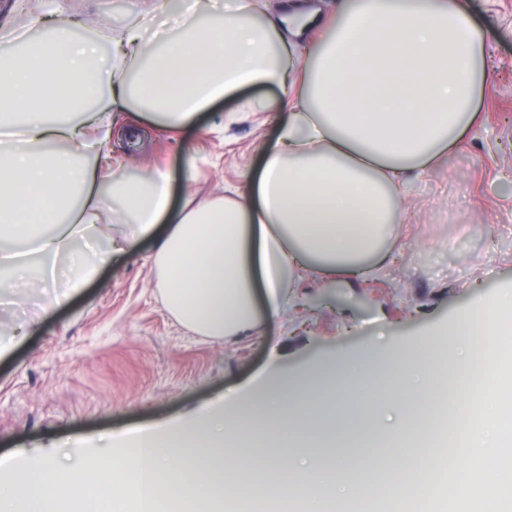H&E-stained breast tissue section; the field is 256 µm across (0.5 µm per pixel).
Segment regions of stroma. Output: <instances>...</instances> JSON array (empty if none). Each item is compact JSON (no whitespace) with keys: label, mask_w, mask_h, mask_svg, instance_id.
Returning <instances> with one entry per match:
<instances>
[{"label":"stroma","mask_w":512,"mask_h":512,"mask_svg":"<svg viewBox=\"0 0 512 512\" xmlns=\"http://www.w3.org/2000/svg\"><path fill=\"white\" fill-rule=\"evenodd\" d=\"M142 0H42L44 12L79 19L77 37L100 48L112 67V33L135 17ZM487 31L490 75L479 120L460 146L406 188L401 249L385 273L353 282L295 285L288 314L263 317L235 336L208 337L167 310L152 253L154 242L98 269L69 301L42 315L36 269L14 279V302L0 305V328L37 321L35 332L0 360V455L17 452L26 473L121 447L135 426L178 425L218 396L259 381L272 365L288 372L348 379L364 386L362 367L389 364L394 354L447 340L459 312L512 289V0H471ZM275 84L247 89L213 104L181 128L143 137L138 146L115 138L92 163L102 179L100 245L129 232L125 204L112 194L109 162L125 158L123 174L148 178L170 169L174 208L246 195L262 149L275 142L266 101ZM193 178L184 181V170ZM480 369L436 357L442 389L473 395Z\"/></svg>","instance_id":"stroma-1"}]
</instances>
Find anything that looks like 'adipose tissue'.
<instances>
[{
  "mask_svg": "<svg viewBox=\"0 0 512 512\" xmlns=\"http://www.w3.org/2000/svg\"><path fill=\"white\" fill-rule=\"evenodd\" d=\"M280 11L279 0H243L219 21L188 13L184 39L163 47L147 45L142 18L132 19L112 38L108 79L96 43L72 36L73 21L35 15L47 36L31 45L20 70L0 73V128L19 132L0 145V238L26 239L48 280L56 259L99 221V176L89 159L112 136L111 124H74L61 113L88 100L121 112L136 99L147 122L177 128L243 87L273 83L281 91L277 138L263 150L247 196L174 213L169 169L144 181L113 179L132 231L74 265L44 310L149 239L168 310L204 336H233L255 328L259 314L281 315L289 288L307 275L332 281L384 269L408 181L447 157L477 120L486 32L469 0H339L332 26L303 57L294 36L319 18L291 14L283 31ZM131 57L142 64L130 80ZM57 142L72 148L54 150ZM74 191L80 206L62 210ZM43 224L53 233H40ZM508 308L512 291L463 312L452 350L483 348ZM429 357L423 351L381 370L389 390L368 404L387 415L383 434L410 471L419 460L412 442L428 422L414 380ZM351 403L332 375L316 383L302 372L255 386L191 425L135 428L128 447L106 448L78 466L48 465L20 487L0 483V512H72L100 485L112 490L108 512H202L250 489L245 468L263 473L303 512H324L328 502L348 512L341 485L374 493L327 453L352 434L343 416ZM430 455L461 479L448 512H512V397L472 409ZM287 472L295 483L284 482Z\"/></svg>",
  "mask_w": 512,
  "mask_h": 512,
  "instance_id": "1",
  "label": "adipose tissue"
}]
</instances>
